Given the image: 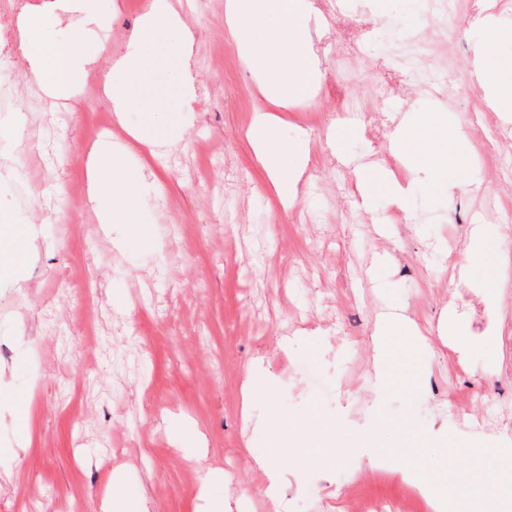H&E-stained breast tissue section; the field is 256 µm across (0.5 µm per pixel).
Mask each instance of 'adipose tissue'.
I'll list each match as a JSON object with an SVG mask.
<instances>
[{
	"mask_svg": "<svg viewBox=\"0 0 512 512\" xmlns=\"http://www.w3.org/2000/svg\"><path fill=\"white\" fill-rule=\"evenodd\" d=\"M105 2L41 0L21 10L17 18L19 37L28 50L31 77L40 85L47 104L73 97L88 67L107 54L112 57V65L103 75V87L116 117H123L136 105L135 88L165 59L177 64L173 99L187 102L192 92L194 34L172 0H146L137 30L122 50L110 52L103 44L74 37L65 41L46 39L47 28L61 24L64 15L70 13L81 14L84 20L98 25L108 23L110 14ZM313 10L312 0H229L227 4L228 35L250 62L271 106H287L291 99L315 94L320 88V70L308 51V20ZM479 26L484 35L474 46V74L486 93L485 104L495 112L512 110V77L503 78L493 63L501 42L512 41V28H502L491 13L480 19ZM173 124L167 112H154L147 125L129 131L123 145L104 139L92 148L87 164L88 191L100 224L121 225L129 238L147 236L140 200L155 184L146 175L149 163L141 159V148ZM247 138L280 202L294 198L311 161L308 133H298L291 142H284L268 109L261 108L253 115ZM288 155L296 157L298 165L286 175L282 164ZM423 173L420 179L388 176L382 181L390 205L409 222L415 219L410 201L419 180L429 181L448 196L460 187L458 181L449 179L447 168L427 166ZM489 236L485 225L472 226L466 250L468 262L460 269V281L474 295L493 304L499 302L506 287L504 268L512 253L502 240L496 249H489ZM30 238L29 224L0 217V275L15 279L24 273ZM372 343L376 385L382 391L395 382L393 360L408 359L432 347L431 337L418 324L393 311L382 314ZM376 442L372 436L364 446L340 442L319 447L309 450L304 460L324 473L339 463L357 469L365 465L387 468L397 480L416 488L432 512H512V454L507 449L458 447V454L470 458L481 470V490L475 493L446 475L430 476L410 458L407 449L380 448Z\"/></svg>",
	"mask_w": 512,
	"mask_h": 512,
	"instance_id": "1",
	"label": "adipose tissue"
}]
</instances>
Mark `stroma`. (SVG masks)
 I'll list each match as a JSON object with an SVG mask.
<instances>
[{
  "label": "stroma",
  "mask_w": 512,
  "mask_h": 512,
  "mask_svg": "<svg viewBox=\"0 0 512 512\" xmlns=\"http://www.w3.org/2000/svg\"><path fill=\"white\" fill-rule=\"evenodd\" d=\"M25 0H0V88L19 120H0V211L32 224L26 274L0 281V387L34 393L35 441L20 449L15 408L0 402V512H96L114 470L141 491L148 512H199L202 477L224 482L212 495L230 512H270L257 496L277 419L307 424L319 413L337 438L353 441L378 420V440L399 441L403 427L451 440L512 449V264L500 303L505 356L494 363L474 346L458 353L436 344L423 353L429 377L400 379L377 393L372 333L391 309L421 326L446 309L476 337L488 315L458 283L473 222L512 242V117L487 111L472 75L479 15L512 26V0H460L444 22L448 66L434 86L385 36L415 24L417 0H314L308 26L322 84L289 104L283 140L311 139V161L295 200L281 207L246 133L267 100L227 36L226 0H173L194 33L196 98L177 114L178 129L156 151L161 194L142 198L149 239L116 247L87 199V161L102 122L124 142L126 127L147 122V106L166 95L168 70L138 91L139 102L114 124L103 93L107 61L91 67L79 92L56 110L20 67L16 22ZM142 0H110L108 27L80 16L51 38L79 35L121 49ZM383 83L377 97L364 85ZM356 106L353 118L337 105ZM441 113L434 131L444 151L450 131L470 137L476 160L457 166L461 190L445 196L419 183L411 207L420 223L389 222L382 193L360 207L364 169L401 165L393 147L395 114ZM22 137H15V127ZM33 185L28 206L17 182ZM386 264H376V257ZM272 376L271 398L243 408L247 369ZM204 436L185 450L178 427ZM284 512H426L424 500L384 471L340 465L320 475L287 470Z\"/></svg>",
  "instance_id": "obj_1"
}]
</instances>
